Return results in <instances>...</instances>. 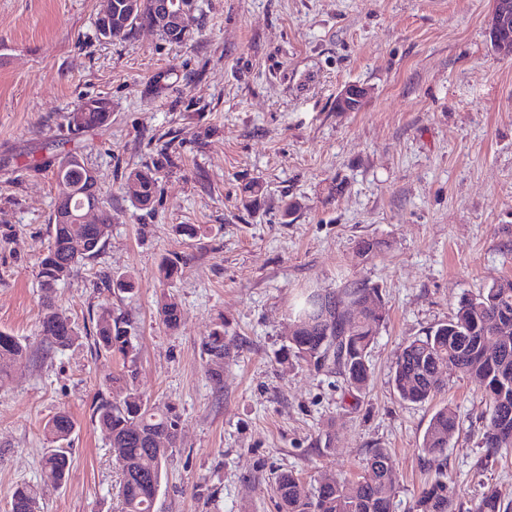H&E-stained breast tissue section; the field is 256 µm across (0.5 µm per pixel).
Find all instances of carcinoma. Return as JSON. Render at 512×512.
Returning a JSON list of instances; mask_svg holds the SVG:
<instances>
[{
	"label": "carcinoma",
	"mask_w": 512,
	"mask_h": 512,
	"mask_svg": "<svg viewBox=\"0 0 512 512\" xmlns=\"http://www.w3.org/2000/svg\"><path fill=\"white\" fill-rule=\"evenodd\" d=\"M138 0H112V38L122 39L138 29V15L133 5ZM175 11L188 7L186 18L161 36L171 43H183L198 29L199 6L196 0H169ZM109 101L92 98L68 113L66 121L73 131L107 125L111 113ZM84 163L73 154L56 166L58 179L68 180L73 194L54 204L50 221L51 243L40 263L38 273L44 292L41 335L53 347L66 349L80 341L70 319L57 309L56 286L70 278L74 269L92 258L104 245L111 228V216L103 214L101 224H78L67 218L88 203L91 191L83 180ZM157 168L145 167L129 173L124 183L125 195L139 209L148 208L156 191ZM243 204L260 203L262 185L251 182L243 187ZM317 290L311 288L292 312V333L288 350L301 362L317 371L338 372L348 386L357 390L370 377L367 354L385 321L384 303L376 288L353 279L332 290L336 308L359 304L357 317L346 325L342 314L320 320ZM136 337L129 321L101 307L96 321L94 344L98 351L122 360L120 372L112 375L107 393L93 402V417L109 439L115 465L119 470L118 497L122 512H153L156 493L161 485L169 452L178 440L175 415L143 397L135 386ZM497 345L490 353L486 346ZM233 341L216 331L203 343L207 365L225 359ZM27 346L16 336L0 332V379L26 354ZM455 365L484 397L486 408L482 432L484 455L479 466L485 467L505 448H512V278L502 279L478 295L460 302L447 322L425 333V337L407 342L394 363L393 382L400 400L427 402L445 387L448 365ZM460 420L449 407L437 409L422 438L420 452L427 456L444 453ZM74 430L70 414L61 410L45 425V433L54 447L41 459L42 485H21L11 497L10 512H38L43 491L61 487L69 475V456L64 444ZM366 472L356 479L333 478L308 487L291 473L277 477L274 493L279 512H393L399 486L398 473L390 452L385 448L371 451ZM504 495L492 486L482 495L475 512H503ZM414 512H456L455 490L441 471L418 494Z\"/></svg>",
	"instance_id": "carcinoma-1"
}]
</instances>
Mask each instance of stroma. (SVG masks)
Returning <instances> with one entry per match:
<instances>
[{
    "label": "stroma",
    "instance_id": "1",
    "mask_svg": "<svg viewBox=\"0 0 512 512\" xmlns=\"http://www.w3.org/2000/svg\"><path fill=\"white\" fill-rule=\"evenodd\" d=\"M105 5L0 0V331L27 345L0 380V512L17 485L40 484L44 426L61 410L75 423L72 464L41 512H120L92 419L122 367L93 344L106 303L131 322L138 390L179 417L154 512H279L277 475L309 486L357 477L375 448L399 472L394 512H413L441 467L459 512L489 485L512 512V453L476 466L485 401L468 378L448 371L422 404L392 384L408 341L512 278V52L490 44L491 0H203L181 44L147 27L100 38ZM169 68L177 81L154 85ZM352 83L368 97L337 111ZM96 97L111 104L108 125L71 132L66 114ZM67 154L95 173L112 226L56 288L82 340L55 351L40 334L38 271L64 190L52 163ZM155 162L154 203L141 210L122 186ZM252 181L263 186L255 208L241 200ZM362 239L381 244L366 261ZM165 257L180 260L170 281L158 275ZM118 277L131 292L110 291ZM356 278L386 310L359 391L297 361L287 341L305 289ZM170 301L181 311L173 330L160 318ZM218 330L235 345L216 385L202 343ZM444 405L462 427L443 456H422Z\"/></svg>",
    "mask_w": 512,
    "mask_h": 512
}]
</instances>
